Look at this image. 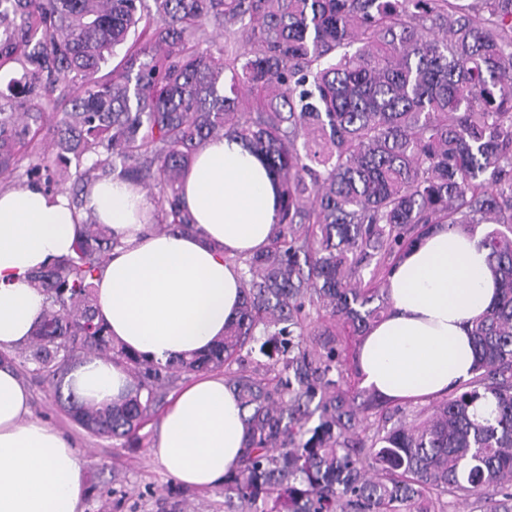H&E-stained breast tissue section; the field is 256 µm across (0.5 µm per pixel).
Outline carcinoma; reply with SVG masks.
<instances>
[{
	"instance_id": "cac0c4a2",
	"label": "carcinoma",
	"mask_w": 512,
	"mask_h": 512,
	"mask_svg": "<svg viewBox=\"0 0 512 512\" xmlns=\"http://www.w3.org/2000/svg\"><path fill=\"white\" fill-rule=\"evenodd\" d=\"M210 24L240 47L212 49ZM6 63L22 75L0 89L1 186L79 208L121 178L148 191L158 231H191L183 181L228 137L266 168L279 209L268 245L230 258L238 316L208 353L145 360L112 340L94 280L116 242L88 212L73 252L32 275L47 306L0 361L49 382L88 432L127 442L178 374L224 370L245 427L230 509L446 512L441 495L460 493L512 512V0H0ZM482 223L505 230L480 239L498 295L470 328L469 389L363 425L384 400L343 388L336 325L367 335L387 304L379 283L431 226ZM370 267L379 282L364 285ZM85 352L134 379L123 400L63 396Z\"/></svg>"
}]
</instances>
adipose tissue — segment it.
Returning <instances> with one entry per match:
<instances>
[{"label": "adipose tissue", "mask_w": 512, "mask_h": 512, "mask_svg": "<svg viewBox=\"0 0 512 512\" xmlns=\"http://www.w3.org/2000/svg\"><path fill=\"white\" fill-rule=\"evenodd\" d=\"M182 203L193 231H151L150 205L136 185L103 180L84 203L108 224L116 246L96 281L98 317L116 342L149 360L206 352L241 301L232 256L263 249L277 202L260 161L220 138L197 153ZM76 216L66 195L34 186L0 192V346L23 343L44 310L31 274L71 253ZM391 308L364 338L358 368L369 388L394 400L428 399L472 375L468 330L496 295L487 252L466 228L440 224L397 261ZM69 386L86 402L109 403L130 387L121 366L89 357ZM16 371L0 365V512H82L85 467L73 441L30 414ZM244 427L223 377L182 389L161 417L152 455L178 482L222 486L238 465Z\"/></svg>", "instance_id": "adipose-tissue-1"}]
</instances>
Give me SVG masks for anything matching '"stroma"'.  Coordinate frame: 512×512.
Listing matches in <instances>:
<instances>
[{
    "label": "stroma",
    "mask_w": 512,
    "mask_h": 512,
    "mask_svg": "<svg viewBox=\"0 0 512 512\" xmlns=\"http://www.w3.org/2000/svg\"><path fill=\"white\" fill-rule=\"evenodd\" d=\"M34 417L72 437L86 464L83 512H225L224 490L182 485L164 473L151 448L158 418L127 444L89 433L70 419L51 395L48 383L27 377Z\"/></svg>",
    "instance_id": "stroma-1"
}]
</instances>
